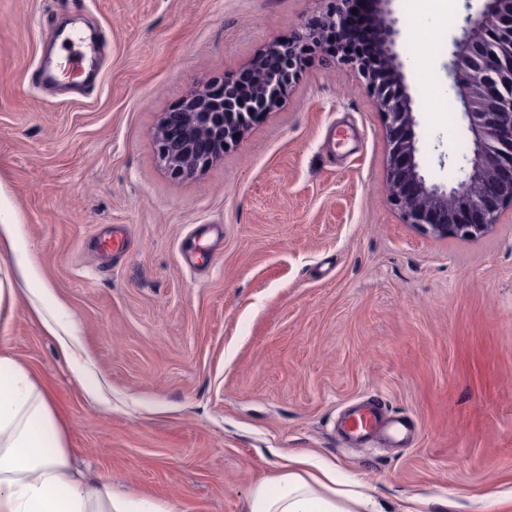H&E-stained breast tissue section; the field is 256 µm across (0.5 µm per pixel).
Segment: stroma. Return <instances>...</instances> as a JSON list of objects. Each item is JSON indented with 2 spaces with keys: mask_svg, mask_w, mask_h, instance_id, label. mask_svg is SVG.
<instances>
[{
  "mask_svg": "<svg viewBox=\"0 0 512 512\" xmlns=\"http://www.w3.org/2000/svg\"><path fill=\"white\" fill-rule=\"evenodd\" d=\"M393 4L419 159L447 181L471 135L442 109L449 53ZM319 0H0V348L49 390L72 466L174 512H246L278 453L308 449L381 512H512V210L439 238L388 202V142L357 72L313 55L287 102L205 170L171 175L161 117L238 75ZM106 46L89 97L41 95L40 20ZM130 228L108 258L98 235ZM224 238L190 270L181 244ZM76 339L63 354L46 322ZM410 417L409 448H349L340 405Z\"/></svg>",
  "mask_w": 512,
  "mask_h": 512,
  "instance_id": "stroma-1",
  "label": "stroma"
}]
</instances>
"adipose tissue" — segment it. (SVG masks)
Instances as JSON below:
<instances>
[{
    "label": "adipose tissue",
    "instance_id": "obj_1",
    "mask_svg": "<svg viewBox=\"0 0 512 512\" xmlns=\"http://www.w3.org/2000/svg\"><path fill=\"white\" fill-rule=\"evenodd\" d=\"M66 434L46 390L0 352V512H172L70 469ZM248 512H378L371 496L337 481L336 467L306 452L282 454L277 474L256 482Z\"/></svg>",
    "mask_w": 512,
    "mask_h": 512
}]
</instances>
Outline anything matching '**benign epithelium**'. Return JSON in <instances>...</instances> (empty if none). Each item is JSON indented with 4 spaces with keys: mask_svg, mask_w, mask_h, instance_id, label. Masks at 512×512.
<instances>
[{
    "mask_svg": "<svg viewBox=\"0 0 512 512\" xmlns=\"http://www.w3.org/2000/svg\"><path fill=\"white\" fill-rule=\"evenodd\" d=\"M317 19L288 37L280 64L261 71L250 99L239 102L244 112H226L220 105L206 112H168L162 124L180 132L160 136L156 150L171 174L192 175L214 160L196 134L224 140L233 146L237 131L231 123L258 116L256 110L276 109L288 98L292 84L306 65L307 51L320 45L324 29L346 25L350 0H321ZM381 48L377 64L368 67L342 53L339 65L354 67L373 97L386 131L389 151V202L403 223L435 237L477 238L499 223L512 208V0H480L465 18L461 34L453 37L451 58L445 64L449 91L472 135L470 153L458 177L435 182L422 171L418 158L417 120L406 82L405 63L396 50L398 30L394 0H369Z\"/></svg>",
    "mask_w": 512,
    "mask_h": 512,
    "instance_id": "1",
    "label": "benign epithelium"
}]
</instances>
